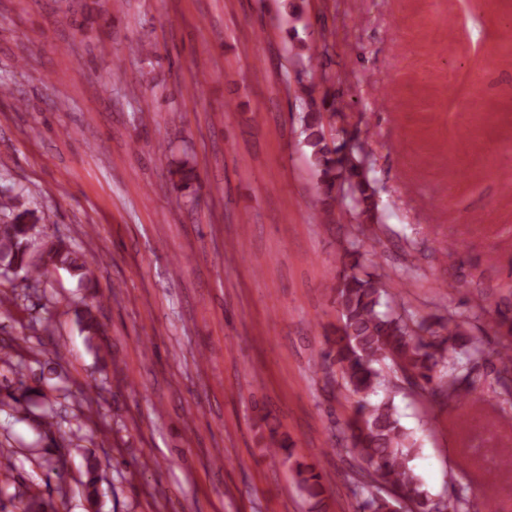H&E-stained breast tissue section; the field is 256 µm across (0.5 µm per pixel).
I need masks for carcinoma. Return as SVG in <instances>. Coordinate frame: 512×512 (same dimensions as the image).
I'll return each instance as SVG.
<instances>
[{
    "mask_svg": "<svg viewBox=\"0 0 512 512\" xmlns=\"http://www.w3.org/2000/svg\"><path fill=\"white\" fill-rule=\"evenodd\" d=\"M307 112L302 117L307 163L317 176L316 202L319 216L331 223L335 215L349 214L363 223L374 220L375 189L361 165L359 156L348 162L338 157L339 146H330L325 135L324 113H336L335 100L323 94L321 101L305 87ZM173 186L194 200L199 177L189 160L179 161L169 170ZM48 218L30 207L21 193L0 192V263L25 272L27 279H39L52 269H64L89 287L95 280L93 261L65 240H43L41 263L29 260L30 231ZM359 243L349 242L335 270L334 303L341 326L336 336L327 338L323 363L336 368L341 387L357 397L346 423L349 451L360 464L362 489L357 512H394L400 498L411 504V512H470V502L456 499L448 504L433 498L424 488L412 462L418 454L417 441L400 422L390 394V381L384 370L399 373L408 383L434 396L453 398L467 376L464 365L482 354L477 337L470 334L467 322L448 319L438 328L425 321H414L393 300L377 275L363 270ZM85 341L91 348L104 334L97 306L85 305L78 315ZM265 448L282 456L294 474L296 485L322 509V475L296 459L288 438L269 429ZM99 463L86 460L85 492L93 501L99 494Z\"/></svg>",
    "mask_w": 512,
    "mask_h": 512,
    "instance_id": "obj_1",
    "label": "carcinoma"
}]
</instances>
